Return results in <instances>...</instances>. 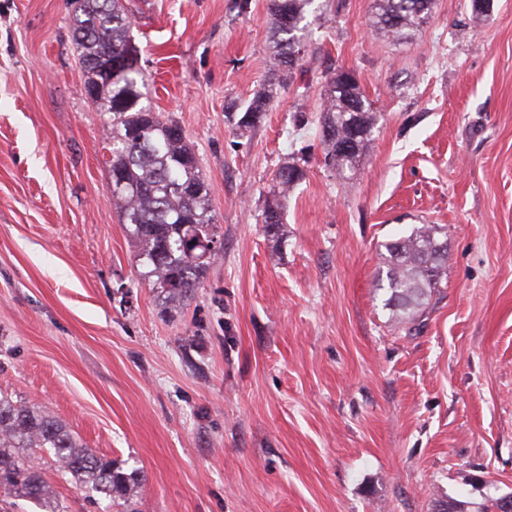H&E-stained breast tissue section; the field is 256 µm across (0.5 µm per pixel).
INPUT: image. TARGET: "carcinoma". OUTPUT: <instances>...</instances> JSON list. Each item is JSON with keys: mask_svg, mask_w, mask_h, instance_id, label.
<instances>
[{"mask_svg": "<svg viewBox=\"0 0 512 512\" xmlns=\"http://www.w3.org/2000/svg\"><path fill=\"white\" fill-rule=\"evenodd\" d=\"M316 0H270L273 69L236 122L241 134L254 130L273 98L274 86L293 81L310 34ZM434 0H373L369 25L399 39L421 28ZM131 0H74L72 36L83 64L84 88L91 100L111 114L107 126L112 206L130 225L139 257L150 267L149 283L172 301L199 287L216 254L207 258L184 246L188 231L216 241L208 185L183 129L163 119L152 106L148 76L131 35ZM112 60V80L102 67ZM379 113L359 82L339 69L325 79L318 118L325 164L341 177L352 172L370 150ZM304 176L296 161L275 175L262 211L267 237L279 244L284 236L283 201ZM431 224L412 229L386 246V305L403 312L400 331H418L428 298L446 276L448 252ZM48 448L61 471L107 498L130 499L137 493L134 475L98 457L78 443L65 425L35 405L17 406L0 397V489L17 499L32 500L47 512H65L57 492L28 450Z\"/></svg>", "mask_w": 512, "mask_h": 512, "instance_id": "1", "label": "carcinoma"}]
</instances>
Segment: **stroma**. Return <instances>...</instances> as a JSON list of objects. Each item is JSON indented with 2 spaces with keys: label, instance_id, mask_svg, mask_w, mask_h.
Masks as SVG:
<instances>
[{
  "label": "stroma",
  "instance_id": "obj_1",
  "mask_svg": "<svg viewBox=\"0 0 512 512\" xmlns=\"http://www.w3.org/2000/svg\"><path fill=\"white\" fill-rule=\"evenodd\" d=\"M157 112L206 178L221 257L177 306L108 200V116L84 91L70 0H0V392L135 473L67 512H467L512 496V0H435L399 42L371 0H316L295 81L240 136L272 67L269 0H132ZM380 113L349 178L316 135L326 72ZM309 123L297 127L298 113ZM305 153L272 247L262 209ZM441 229L448 277L415 335L377 286L385 243Z\"/></svg>",
  "mask_w": 512,
  "mask_h": 512
}]
</instances>
